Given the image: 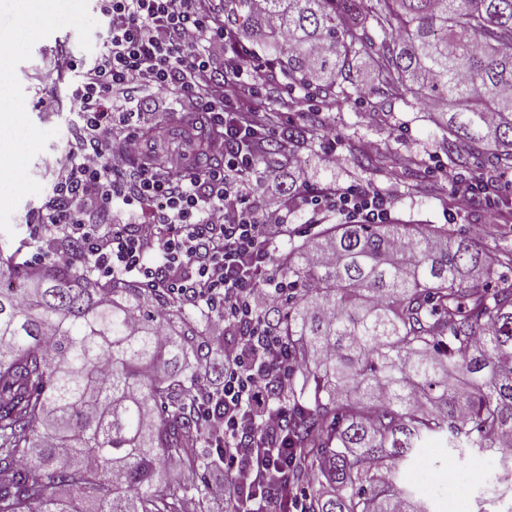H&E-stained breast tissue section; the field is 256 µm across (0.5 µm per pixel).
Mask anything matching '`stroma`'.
Masks as SVG:
<instances>
[{"mask_svg":"<svg viewBox=\"0 0 512 512\" xmlns=\"http://www.w3.org/2000/svg\"><path fill=\"white\" fill-rule=\"evenodd\" d=\"M66 3V12L54 26L39 29L8 53L9 88L23 110L11 129L14 149L0 159V178L10 180L0 189V246L27 237L32 213L50 195L52 177L42 166L43 156L67 153L74 144V74H66L59 85L54 110L43 111L36 105L42 65L65 53L78 57L96 49L99 14L95 0ZM252 63L264 71L253 102L273 112L276 130L323 128L336 147V162L331 166L323 163L316 140L300 150L294 169L263 166L269 203L278 204L287 197L288 174L293 171L301 195L327 187L370 185L388 196L392 221L463 228L476 232L479 242L494 240L512 246V224L498 221L499 209L512 208V169L494 170L477 159L458 167L464 183L474 171L488 174L499 187L498 197L491 202L482 200L462 209L456 195L439 192L429 165L444 159L445 149L428 107L390 98L376 79L368 52L359 54L354 68L355 83L365 94L349 99L286 89L279 74L267 72L264 55H257ZM485 458V453L474 448L458 452L430 440L400 467L397 481L426 512H507L512 507V467L493 462L488 472H480L476 465Z\"/></svg>","mask_w":512,"mask_h":512,"instance_id":"1","label":"stroma"}]
</instances>
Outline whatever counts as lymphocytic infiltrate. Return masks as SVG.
I'll return each mask as SVG.
<instances>
[{
  "mask_svg": "<svg viewBox=\"0 0 512 512\" xmlns=\"http://www.w3.org/2000/svg\"><path fill=\"white\" fill-rule=\"evenodd\" d=\"M103 42L77 70L72 96L78 131L66 154L44 165L52 193L29 227L37 242L66 230L68 246L51 251L60 268L77 253L100 278L133 275L186 307L216 311L238 325L225 345L221 374H202L188 394L201 404L206 447L221 449L223 478L209 484L212 499L235 512H304L303 486L280 496L271 480L287 483V337L270 333L260 307L277 290L271 262L291 235L287 204H262L260 152L274 134L267 113L241 110L254 94L246 76L252 61L242 46L226 69L212 49L231 41L213 0H100ZM162 94L168 111L202 105L224 144V164L186 170L173 151L165 168L139 164L143 133L152 126L136 102L140 90ZM315 214L337 209L365 224L389 220L386 194L370 187L326 189L306 200Z\"/></svg>",
  "mask_w": 512,
  "mask_h": 512,
  "instance_id": "obj_1",
  "label": "lymphocytic infiltrate"
}]
</instances>
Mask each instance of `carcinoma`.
Returning <instances> with one entry per match:
<instances>
[{"label": "carcinoma", "mask_w": 512, "mask_h": 512, "mask_svg": "<svg viewBox=\"0 0 512 512\" xmlns=\"http://www.w3.org/2000/svg\"><path fill=\"white\" fill-rule=\"evenodd\" d=\"M287 88L349 98L365 29L379 82L447 107L450 164L512 168V0H224ZM275 18L279 25L270 26ZM151 143L221 159L204 112L168 115ZM0 249V512H210L184 395L216 371L208 314L141 283L33 265ZM262 321L303 359L288 379L293 479L309 512H418L396 467L423 442L482 452L512 438V248L422 224H324L274 257ZM182 468L168 480L166 462Z\"/></svg>", "instance_id": "obj_1"}]
</instances>
